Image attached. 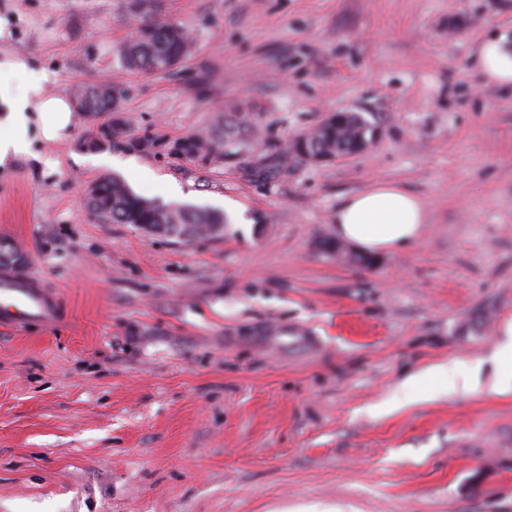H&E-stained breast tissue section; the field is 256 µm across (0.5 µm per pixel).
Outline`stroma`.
Returning <instances> with one entry per match:
<instances>
[{
    "mask_svg": "<svg viewBox=\"0 0 512 512\" xmlns=\"http://www.w3.org/2000/svg\"><path fill=\"white\" fill-rule=\"evenodd\" d=\"M0 16V55L47 72L46 94L119 85L130 137L220 112L254 131L237 158L110 148L98 166L80 112L0 168V237L62 309L0 327V512H512V392L490 389L512 321V95L472 56L512 35V0H158L154 20L191 38L158 74L123 66L126 0H0ZM334 112L380 138L253 176ZM112 175L224 211L223 235L99 222L89 189ZM374 182L427 203L421 240L323 255L338 198Z\"/></svg>",
    "mask_w": 512,
    "mask_h": 512,
    "instance_id": "1",
    "label": "stroma"
}]
</instances>
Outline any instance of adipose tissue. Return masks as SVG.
<instances>
[{"label": "adipose tissue", "mask_w": 512, "mask_h": 512, "mask_svg": "<svg viewBox=\"0 0 512 512\" xmlns=\"http://www.w3.org/2000/svg\"><path fill=\"white\" fill-rule=\"evenodd\" d=\"M474 61L486 81L512 92V41L507 36L478 43ZM27 69L22 60H0V166L30 154L35 139H65L74 121L68 99L43 94V76L31 75L20 92L4 83L5 75ZM427 222L426 206L417 195L395 183L377 182L340 197L332 214V231L339 241L378 255L414 245Z\"/></svg>", "instance_id": "obj_1"}]
</instances>
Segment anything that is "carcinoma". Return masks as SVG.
<instances>
[{
	"mask_svg": "<svg viewBox=\"0 0 512 512\" xmlns=\"http://www.w3.org/2000/svg\"><path fill=\"white\" fill-rule=\"evenodd\" d=\"M154 0H127V9L135 15L136 23L131 37L121 47L124 65L132 70L164 73L177 65L188 53L191 43L184 27L178 23H158L151 18ZM80 109L91 115L121 111V92L113 85H81L72 92ZM249 117L241 113L224 116L210 130L189 134L179 139L182 150L173 151L174 144L164 145L176 157L194 159L202 164L214 156L235 157L248 145V139L237 138L247 133ZM375 126L356 112L330 115L317 126L296 137L267 158L256 171L265 179L288 161L306 162L303 153L336 157L354 152L356 146L372 143ZM89 137V150L105 147L136 151H152L159 147L148 139H133L123 128L100 124ZM89 213L102 222L134 224L148 234L179 240L203 239L224 232V214L211 208L167 205L136 194L117 176L103 177L97 183V192L87 199Z\"/></svg>",
	"mask_w": 512,
	"mask_h": 512,
	"instance_id": "1",
	"label": "carcinoma"
}]
</instances>
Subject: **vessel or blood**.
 <instances>
[{"label": "vessel or blood", "mask_w": 512, "mask_h": 512, "mask_svg": "<svg viewBox=\"0 0 512 512\" xmlns=\"http://www.w3.org/2000/svg\"><path fill=\"white\" fill-rule=\"evenodd\" d=\"M59 314L55 292L38 276L0 273V323L16 327L31 322L50 324Z\"/></svg>", "instance_id": "vessel-or-blood-1"}]
</instances>
